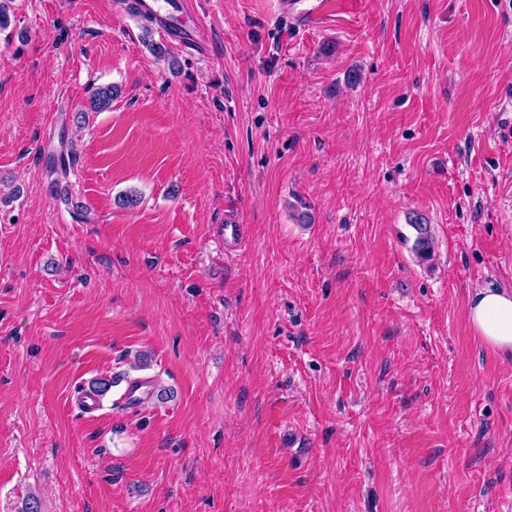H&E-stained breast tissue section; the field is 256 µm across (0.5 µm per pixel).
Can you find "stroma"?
I'll return each mask as SVG.
<instances>
[{
	"label": "stroma",
	"mask_w": 512,
	"mask_h": 512,
	"mask_svg": "<svg viewBox=\"0 0 512 512\" xmlns=\"http://www.w3.org/2000/svg\"><path fill=\"white\" fill-rule=\"evenodd\" d=\"M280 2L193 0L173 70L124 0H12L0 512H512V362L466 319L512 289V0ZM115 375L143 400L85 415ZM410 226L414 229L416 236L414 250L423 261L431 260L434 253L435 242L430 224H425L421 217H416Z\"/></svg>",
	"instance_id": "obj_1"
}]
</instances>
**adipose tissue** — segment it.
<instances>
[{
  "instance_id": "1",
  "label": "adipose tissue",
  "mask_w": 512,
  "mask_h": 512,
  "mask_svg": "<svg viewBox=\"0 0 512 512\" xmlns=\"http://www.w3.org/2000/svg\"><path fill=\"white\" fill-rule=\"evenodd\" d=\"M467 321L485 347L512 361V290L475 291L468 300Z\"/></svg>"
}]
</instances>
